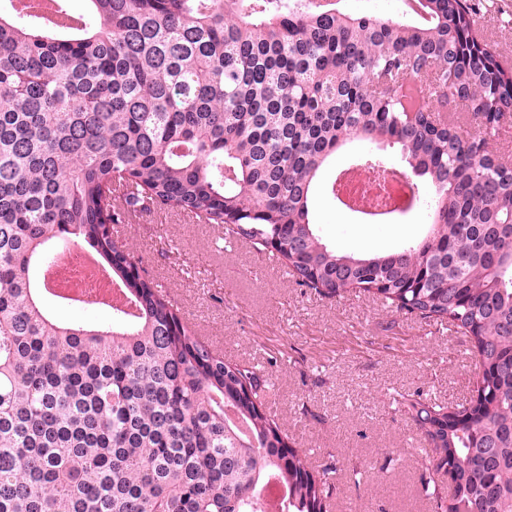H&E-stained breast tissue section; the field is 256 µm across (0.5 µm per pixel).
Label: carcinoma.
<instances>
[{"label": "carcinoma", "mask_w": 512, "mask_h": 512, "mask_svg": "<svg viewBox=\"0 0 512 512\" xmlns=\"http://www.w3.org/2000/svg\"><path fill=\"white\" fill-rule=\"evenodd\" d=\"M63 29L0 14V512H327L336 464L285 449L266 379L226 363L140 275L113 226L160 203L324 295L375 293L447 321L479 369L470 406L401 397L436 512H512V69L469 0L423 15L344 0H87ZM404 163L430 222L372 254L329 245L312 205L352 141ZM91 247L131 306L63 321L42 273ZM403 0H345L344 6L349 11L358 13L362 11L372 12L371 8L378 10V15L401 18L404 5Z\"/></svg>", "instance_id": "cac0c4a2"}]
</instances>
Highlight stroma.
Instances as JSON below:
<instances>
[{
    "instance_id": "35a3bbf8",
    "label": "stroma",
    "mask_w": 512,
    "mask_h": 512,
    "mask_svg": "<svg viewBox=\"0 0 512 512\" xmlns=\"http://www.w3.org/2000/svg\"><path fill=\"white\" fill-rule=\"evenodd\" d=\"M474 4L480 29L512 57V0ZM313 208L323 236L346 249H394L428 221L422 211L363 224L323 195ZM121 238L202 342L225 361L265 371L278 395L266 409L289 446L317 466L337 460L331 512H432L424 436L392 398L467 403L477 378L468 337L372 294L300 286L224 227L186 223L162 204L123 224Z\"/></svg>"
}]
</instances>
